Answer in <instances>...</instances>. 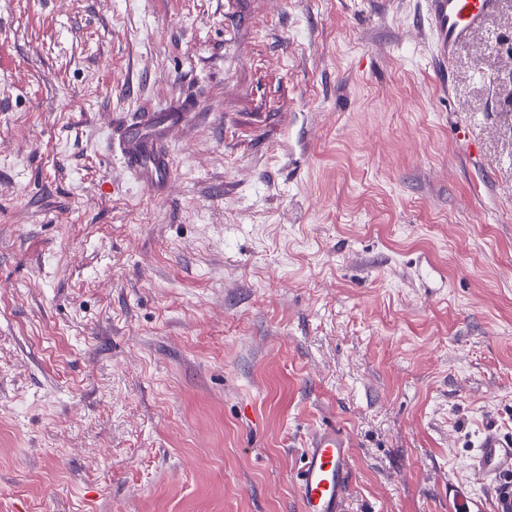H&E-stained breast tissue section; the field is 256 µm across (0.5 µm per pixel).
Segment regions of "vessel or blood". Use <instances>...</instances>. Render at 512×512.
<instances>
[{
	"mask_svg": "<svg viewBox=\"0 0 512 512\" xmlns=\"http://www.w3.org/2000/svg\"><path fill=\"white\" fill-rule=\"evenodd\" d=\"M499 0H427L437 55L448 60L453 48L495 12ZM188 115L147 107L120 124L113 149L126 174L148 190H162L169 178L167 149ZM351 444L333 428L315 430L298 476L302 512H344L349 488ZM477 483L492 491L493 512H512V439L487 430L472 465Z\"/></svg>",
	"mask_w": 512,
	"mask_h": 512,
	"instance_id": "vessel-or-blood-1",
	"label": "vessel or blood"
}]
</instances>
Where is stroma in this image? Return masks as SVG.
Segmentation results:
<instances>
[{
  "label": "stroma",
  "instance_id": "1",
  "mask_svg": "<svg viewBox=\"0 0 512 512\" xmlns=\"http://www.w3.org/2000/svg\"><path fill=\"white\" fill-rule=\"evenodd\" d=\"M199 115L155 196L112 154ZM492 512L512 436V0H0V512ZM499 0H427L437 56L443 61L475 27L495 12ZM350 448L347 436L334 428L312 433L298 476L303 512H344L351 477ZM472 471L492 491L493 512L512 511V439L488 429L477 446Z\"/></svg>",
  "mask_w": 512,
  "mask_h": 512
}]
</instances>
